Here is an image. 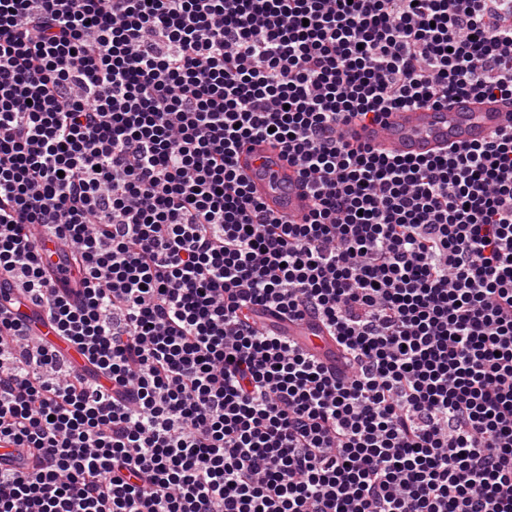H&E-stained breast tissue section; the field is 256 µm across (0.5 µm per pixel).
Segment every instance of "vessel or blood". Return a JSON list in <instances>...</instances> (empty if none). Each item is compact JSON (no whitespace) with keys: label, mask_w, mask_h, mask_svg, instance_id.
Wrapping results in <instances>:
<instances>
[{"label":"vessel or blood","mask_w":512,"mask_h":512,"mask_svg":"<svg viewBox=\"0 0 512 512\" xmlns=\"http://www.w3.org/2000/svg\"><path fill=\"white\" fill-rule=\"evenodd\" d=\"M512 127V110L494 103L461 101L452 107H421L392 112L384 123L357 127L358 138L380 149L405 156L429 155L449 144H472L493 132ZM256 198L274 214L299 221L309 199L294 166L264 141L245 143L236 159ZM297 335L307 337L320 354L334 356V342L322 332L302 325Z\"/></svg>","instance_id":"obj_1"}]
</instances>
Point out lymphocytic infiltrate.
<instances>
[{
  "label": "lymphocytic infiltrate",
  "mask_w": 512,
  "mask_h": 512,
  "mask_svg": "<svg viewBox=\"0 0 512 512\" xmlns=\"http://www.w3.org/2000/svg\"><path fill=\"white\" fill-rule=\"evenodd\" d=\"M463 98L512 107V0H0V512H512V129L347 134ZM235 163L248 179L253 195L269 211L294 222L308 211L309 199L296 168L282 159L267 142L245 143L237 153ZM293 331L297 336H306L307 342L325 358V354L332 358L336 353V346L334 342L324 333L320 332L313 327L302 325L294 328ZM316 334V335H314Z\"/></svg>",
  "instance_id": "obj_1"
}]
</instances>
